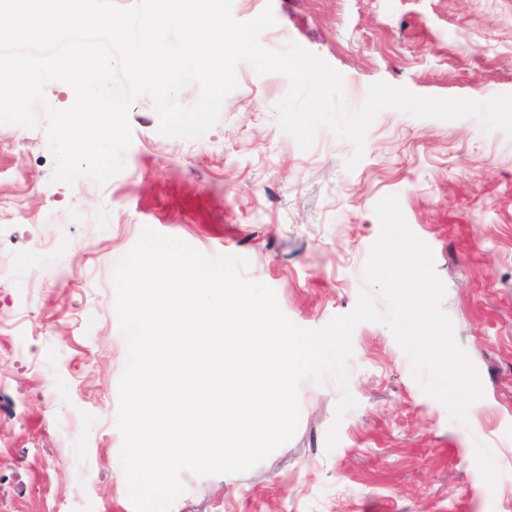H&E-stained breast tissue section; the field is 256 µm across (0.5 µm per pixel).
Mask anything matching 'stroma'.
I'll return each instance as SVG.
<instances>
[{
    "instance_id": "1",
    "label": "stroma",
    "mask_w": 512,
    "mask_h": 512,
    "mask_svg": "<svg viewBox=\"0 0 512 512\" xmlns=\"http://www.w3.org/2000/svg\"><path fill=\"white\" fill-rule=\"evenodd\" d=\"M355 84L430 98L512 96V0H234ZM196 139L166 137L149 97L129 111L124 168L54 181L45 125H0V512H135L121 466L127 344L112 272L143 229L249 259L298 327L353 312L394 195L445 287L440 309L482 395L469 423L425 394L390 328L352 334L349 387L298 386L293 438L253 469L183 473L171 512H512V138L475 117L386 109L364 156L320 128L301 150L278 126L289 81L237 69ZM355 407L338 413L344 392ZM338 443L327 448L330 428Z\"/></svg>"
}]
</instances>
